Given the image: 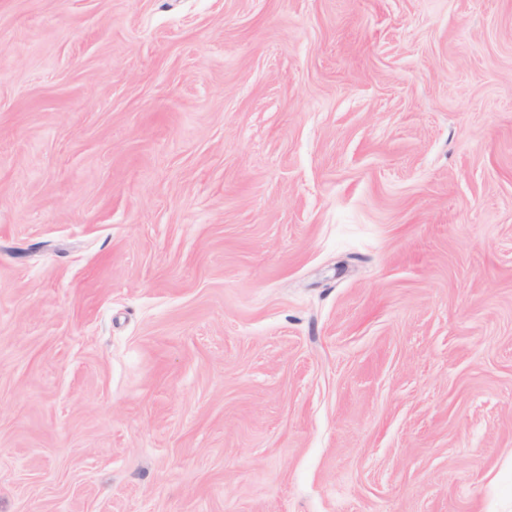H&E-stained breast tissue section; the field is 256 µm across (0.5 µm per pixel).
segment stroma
I'll list each match as a JSON object with an SVG mask.
<instances>
[{
  "instance_id": "35a3bbf8",
  "label": "stroma",
  "mask_w": 512,
  "mask_h": 512,
  "mask_svg": "<svg viewBox=\"0 0 512 512\" xmlns=\"http://www.w3.org/2000/svg\"><path fill=\"white\" fill-rule=\"evenodd\" d=\"M0 512H512V0H0Z\"/></svg>"
}]
</instances>
